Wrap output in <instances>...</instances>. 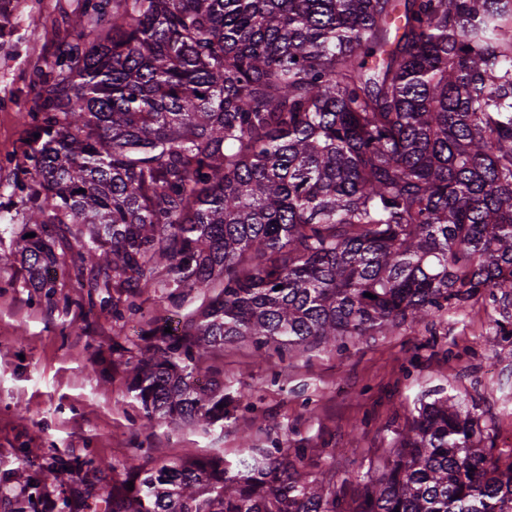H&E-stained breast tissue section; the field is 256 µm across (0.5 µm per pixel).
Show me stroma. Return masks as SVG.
I'll use <instances>...</instances> for the list:
<instances>
[{
    "label": "stroma",
    "mask_w": 512,
    "mask_h": 512,
    "mask_svg": "<svg viewBox=\"0 0 512 512\" xmlns=\"http://www.w3.org/2000/svg\"><path fill=\"white\" fill-rule=\"evenodd\" d=\"M0 38V196L31 168L30 122L39 110L35 85L53 71L86 0H13ZM15 233L0 234V480L33 512H71L124 478L123 463L145 468L185 455L226 460L302 448L307 479L335 471L337 498L354 512L364 483L375 478L387 448L421 404L448 396L479 415L475 440L501 460L512 431V318L500 297L449 308L432 324H405L333 345L256 348L248 340L208 356L224 386V419L209 427L145 425L130 390V368L151 345L148 333L184 322L203 293L175 296L165 282L142 289L138 314L116 318L89 308L68 268L55 273L57 293L71 305H50L25 283ZM63 460L62 472L48 463ZM42 469L37 485L17 479Z\"/></svg>",
    "instance_id": "1"
}]
</instances>
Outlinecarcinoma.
<instances>
[{
  "label": "carcinoma",
  "mask_w": 512,
  "mask_h": 512,
  "mask_svg": "<svg viewBox=\"0 0 512 512\" xmlns=\"http://www.w3.org/2000/svg\"><path fill=\"white\" fill-rule=\"evenodd\" d=\"M43 78L20 264L76 250L90 307L113 288L210 294L133 368L144 418L224 419L208 351L334 343L512 299V0H90ZM282 289H277V286ZM369 292L371 299L364 296ZM448 398L396 434L357 512H512V462ZM131 466L90 512H344L296 459Z\"/></svg>",
  "instance_id": "obj_1"
}]
</instances>
